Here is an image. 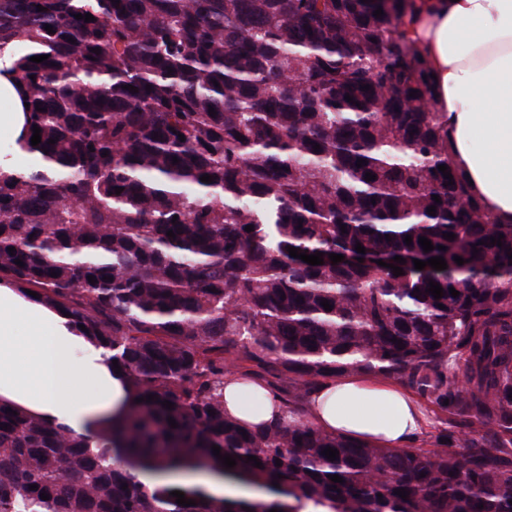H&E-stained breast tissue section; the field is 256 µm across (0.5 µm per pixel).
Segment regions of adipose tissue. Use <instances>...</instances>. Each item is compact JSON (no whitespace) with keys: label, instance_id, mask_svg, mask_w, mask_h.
I'll use <instances>...</instances> for the list:
<instances>
[{"label":"adipose tissue","instance_id":"1","mask_svg":"<svg viewBox=\"0 0 512 512\" xmlns=\"http://www.w3.org/2000/svg\"><path fill=\"white\" fill-rule=\"evenodd\" d=\"M405 22L435 76L455 164L484 212L512 222V0H416ZM14 60L12 47L0 50V136L11 145L0 153L5 171L24 155ZM243 387L241 373L225 376L229 415L256 425L280 412L279 399L264 390L261 416L245 415ZM132 399L124 375L112 367L111 350L85 336L62 310L0 283V405L23 409L97 448L107 441L103 420ZM308 414L325 431L382 448L408 447L434 424L411 390L374 376L329 381L311 395Z\"/></svg>","mask_w":512,"mask_h":512}]
</instances>
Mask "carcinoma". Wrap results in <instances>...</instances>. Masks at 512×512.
<instances>
[{
	"instance_id": "cac0c4a2",
	"label": "carcinoma",
	"mask_w": 512,
	"mask_h": 512,
	"mask_svg": "<svg viewBox=\"0 0 512 512\" xmlns=\"http://www.w3.org/2000/svg\"><path fill=\"white\" fill-rule=\"evenodd\" d=\"M412 2L0 0L28 136L41 129L29 160L0 171V280L84 325L141 399L108 420L103 448L0 407V512H512V223L484 213L452 161L406 34ZM436 256L447 269H414ZM240 361L283 402L258 428L224 409ZM341 375L393 378L445 413L436 448L319 428L310 395ZM177 474L262 496L167 482Z\"/></svg>"
}]
</instances>
